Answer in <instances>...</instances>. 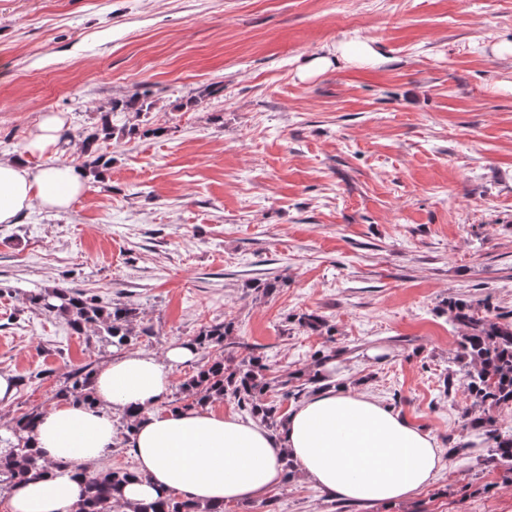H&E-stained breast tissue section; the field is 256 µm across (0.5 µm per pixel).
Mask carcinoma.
I'll return each instance as SVG.
<instances>
[{"instance_id":"cac0c4a2","label":"carcinoma","mask_w":512,"mask_h":512,"mask_svg":"<svg viewBox=\"0 0 512 512\" xmlns=\"http://www.w3.org/2000/svg\"><path fill=\"white\" fill-rule=\"evenodd\" d=\"M146 104L139 92L112 103L111 111L143 112ZM114 131L109 120L100 129L83 139V150L94 157L90 173L100 175L104 161L97 156V142L112 138ZM30 305L57 316L77 333L93 328L113 343L123 345L130 337V323L134 311L120 302L105 303L96 295L75 291L67 287H53L28 295ZM453 320L463 328L458 337L459 359L464 361V393L470 402L464 413L465 424L481 430L487 437V460L503 470L505 479L512 482V431L503 432L491 411L512 407V312L481 315L463 301L449 303ZM228 327L218 324L201 329L193 339L199 348L220 346ZM269 366L262 358L250 355L232 371L224 368V356L208 357L198 373L182 384V390L191 403H200L211 397L231 395L240 410L261 419L268 427L278 430L281 420L277 407L265 403L262 396L270 390L267 378ZM92 370L84 366L73 373L72 390L57 396L74 403H85L91 394ZM39 411L22 415L16 421L17 442L12 454L0 457V472L23 479L42 471L37 452L30 445V433L37 425ZM86 491L78 512H112L114 493L126 482L131 473L122 470L87 471L84 473ZM135 512H223V508L200 507L181 496L145 504Z\"/></svg>"}]
</instances>
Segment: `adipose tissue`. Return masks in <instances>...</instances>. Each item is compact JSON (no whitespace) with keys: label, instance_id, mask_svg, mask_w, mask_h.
I'll use <instances>...</instances> for the list:
<instances>
[{"label":"adipose tissue","instance_id":"obj_1","mask_svg":"<svg viewBox=\"0 0 512 512\" xmlns=\"http://www.w3.org/2000/svg\"><path fill=\"white\" fill-rule=\"evenodd\" d=\"M65 120L46 115L30 132L25 154L0 160V224L17 223L32 205L68 208L82 193L75 166L51 163ZM43 159L41 167L30 164ZM194 344L164 357L142 351L114 356L92 375L93 407L60 403L43 413L31 443L43 474L20 483L0 474L10 512H74L83 494V469L114 444L113 417L136 412L129 446L137 467L115 495L121 512L179 493L201 505L253 500L279 485L286 460L318 486L374 504L405 500L440 466L434 438L378 399L336 384L326 363L321 387L285 420L279 434L210 406L164 409L174 368L192 360Z\"/></svg>","mask_w":512,"mask_h":512}]
</instances>
